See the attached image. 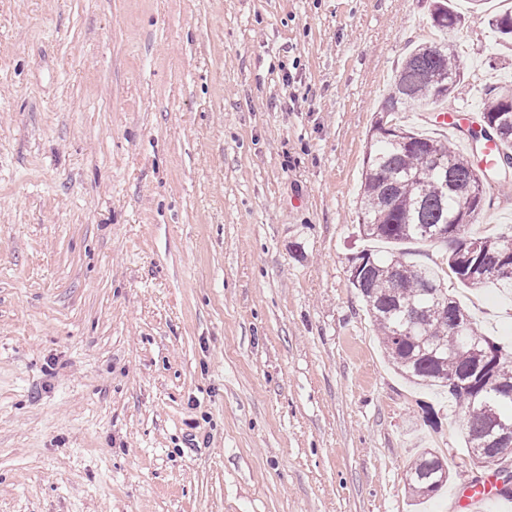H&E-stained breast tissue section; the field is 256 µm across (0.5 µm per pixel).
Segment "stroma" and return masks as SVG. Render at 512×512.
Returning <instances> with one entry per match:
<instances>
[{
    "instance_id": "stroma-1",
    "label": "stroma",
    "mask_w": 512,
    "mask_h": 512,
    "mask_svg": "<svg viewBox=\"0 0 512 512\" xmlns=\"http://www.w3.org/2000/svg\"><path fill=\"white\" fill-rule=\"evenodd\" d=\"M428 4L0 0V512H461L488 480L349 280ZM500 8L447 33L453 105L512 82ZM447 287L512 351V290ZM445 459L436 452L425 448L413 461L407 471L408 488L417 499L431 497L448 485V475H442Z\"/></svg>"
}]
</instances>
